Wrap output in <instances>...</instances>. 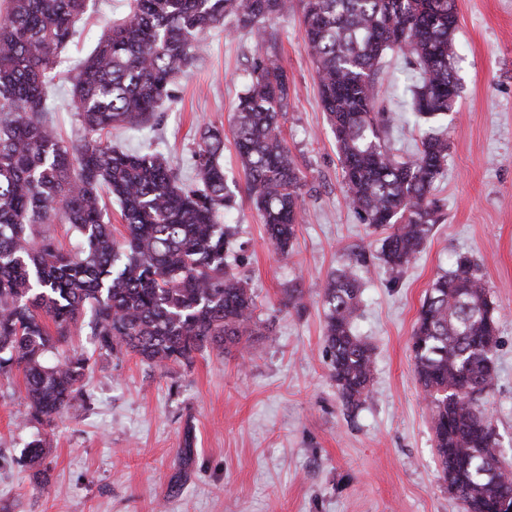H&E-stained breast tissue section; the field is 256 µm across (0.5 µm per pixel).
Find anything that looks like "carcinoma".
I'll return each mask as SVG.
<instances>
[{"label":"carcinoma","instance_id":"carcinoma-1","mask_svg":"<svg viewBox=\"0 0 512 512\" xmlns=\"http://www.w3.org/2000/svg\"><path fill=\"white\" fill-rule=\"evenodd\" d=\"M87 0H8L0 19V376L20 371L31 418L49 425L77 398L89 358L49 357L84 314L100 353L125 351L150 363H188L263 335L254 292L226 262L232 227L218 218L232 204L224 177V126L208 124L181 181L155 150L124 151L107 135L158 120L173 80L201 55L202 36L232 18L266 34L288 0H128L93 52L70 77L87 137L65 141L47 119V87ZM305 43L333 132L342 190L360 223L386 228L380 260L409 266L438 222L431 198L448 162V139L422 131L398 160L377 107V66L389 51L414 73L416 119L447 113L458 96L452 59L456 0H302ZM287 72L259 53L232 120L245 192L275 252L286 257L301 214L303 172L281 134ZM120 205L123 232L105 222V198ZM77 234L65 250L50 225ZM354 252L319 295L326 352L347 406L360 407L373 374L372 348L355 331L362 303ZM494 302L481 265L458 256L427 289L411 336L448 493L464 512H497L512 501V477L484 394L496 373Z\"/></svg>","mask_w":512,"mask_h":512}]
</instances>
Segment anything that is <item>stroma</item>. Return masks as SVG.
Listing matches in <instances>:
<instances>
[{"instance_id": "1", "label": "stroma", "mask_w": 512, "mask_h": 512, "mask_svg": "<svg viewBox=\"0 0 512 512\" xmlns=\"http://www.w3.org/2000/svg\"><path fill=\"white\" fill-rule=\"evenodd\" d=\"M454 71L459 96L434 127L448 139L444 176L432 192L440 221L409 267L375 257L382 230L361 224L341 192V168L304 41L300 0L266 24L264 40L229 26L208 30L206 51L180 75L158 125L117 131L113 145L162 152L184 182L201 125L230 124L258 50L275 52L291 92L283 136L305 175L303 209L291 258L276 255L245 192L234 141L224 140V172L234 195L222 221L235 234L229 266L248 278L269 335L250 349L195 355L156 366L125 352L93 354L86 332L68 348L90 352L85 401L52 426L29 419L22 374L0 377V512H461L448 494L414 373L411 334L431 281L459 255L477 259L497 307L496 375L487 396L512 469V0H456ZM127 0H89L77 35L60 55L62 77L49 117L68 140L83 138L67 77ZM380 101L394 121L396 153L414 152L418 131L399 98L410 73L387 54ZM365 249L357 333L374 349L369 395L346 408L330 376L324 307L328 276ZM303 288L305 308L281 304ZM193 435L189 461L178 456ZM42 439L32 466L24 449Z\"/></svg>"}]
</instances>
